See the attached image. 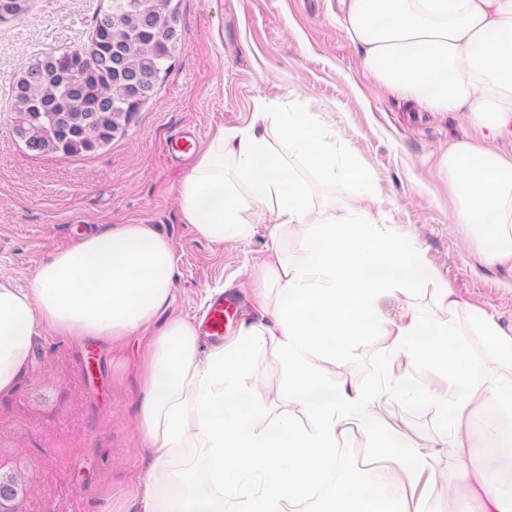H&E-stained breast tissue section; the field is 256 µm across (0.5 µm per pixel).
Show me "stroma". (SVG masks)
Here are the masks:
<instances>
[{"label": "stroma", "instance_id": "stroma-1", "mask_svg": "<svg viewBox=\"0 0 512 512\" xmlns=\"http://www.w3.org/2000/svg\"><path fill=\"white\" fill-rule=\"evenodd\" d=\"M107 0H30L19 19L0 21V282L29 289L55 252L115 224H146L166 236L176 259L168 313L195 319L216 295H234L236 321L257 318L256 266L270 245L262 217L245 241L219 245L184 221L177 186L196 157L174 158L172 135L194 129L201 144L220 130L248 126L261 103L315 113L335 144L370 176L373 211L417 237L441 283L512 335V270L488 264L467 243L449 203L444 154L474 136L460 113L432 112L378 84L350 41L339 0H180L181 48L155 95L109 144L77 157L36 154L14 131L12 90L34 57L86 44ZM315 203L344 212L351 192L319 181L289 155ZM150 333L103 342L44 334L18 389L0 396V473L20 477L14 512H140L148 460L139 446L137 403ZM387 341L366 337L335 368L336 383L362 391L390 370L412 384L428 371L388 359ZM271 416L287 411L271 353L252 357ZM391 422L424 444L442 429L435 411L398 403ZM375 439L350 427L335 450L347 469L378 464Z\"/></svg>", "mask_w": 512, "mask_h": 512}]
</instances>
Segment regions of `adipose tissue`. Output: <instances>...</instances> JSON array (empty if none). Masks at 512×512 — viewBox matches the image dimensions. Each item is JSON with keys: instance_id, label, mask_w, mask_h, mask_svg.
I'll use <instances>...</instances> for the list:
<instances>
[{"instance_id": "1", "label": "adipose tissue", "mask_w": 512, "mask_h": 512, "mask_svg": "<svg viewBox=\"0 0 512 512\" xmlns=\"http://www.w3.org/2000/svg\"><path fill=\"white\" fill-rule=\"evenodd\" d=\"M365 69L434 112H461L491 139H512V0H341ZM310 112L270 111L219 131L178 187L185 221L216 244L246 240L271 215L268 258L254 290L258 321L228 343L203 347L188 319L154 336L138 404L140 441L153 463L142 512H287L317 498L320 512H431L428 494L408 510L406 486L432 470L434 454L385 421L391 400L434 409L439 447L455 461L448 512H512V336L466 309L438 284L416 242L373 213L367 173L337 156ZM287 143L280 151L279 143ZM302 157L325 183L342 180L356 207H315L291 172ZM455 221L488 262L512 268V155L456 142L443 159ZM302 238L298 259L283 245ZM170 242L145 224H118L41 264L30 290L0 284V394L16 390L41 328L109 340L148 328L171 306ZM433 286L436 310L410 305ZM399 303L390 316L385 305ZM433 372L442 390L389 379L363 392L337 387L328 368L365 337ZM271 351L290 412L269 417L252 378L253 354ZM401 454L395 485L360 486L336 472L334 449L350 425Z\"/></svg>"}]
</instances>
